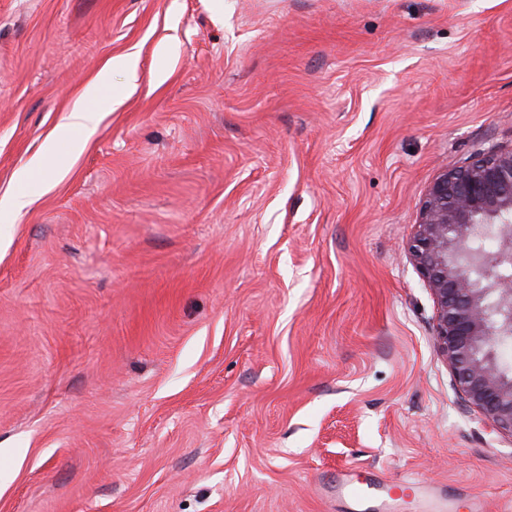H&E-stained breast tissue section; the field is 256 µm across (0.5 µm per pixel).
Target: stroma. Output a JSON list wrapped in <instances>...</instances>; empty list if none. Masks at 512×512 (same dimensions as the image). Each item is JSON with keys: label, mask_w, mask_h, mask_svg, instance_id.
Masks as SVG:
<instances>
[{"label": "stroma", "mask_w": 512, "mask_h": 512, "mask_svg": "<svg viewBox=\"0 0 512 512\" xmlns=\"http://www.w3.org/2000/svg\"><path fill=\"white\" fill-rule=\"evenodd\" d=\"M511 146L512 0H0V512H502L407 242ZM114 67L123 68L130 73H135L137 62L133 55L127 54L110 60L107 65L85 86L81 93V98L86 96H94L98 102L97 109H91L75 103L68 111L67 123L65 124L67 138V153L77 154L81 152L88 141L97 131L100 112L108 107L112 110V105L116 101L112 98L101 95L102 90L109 85ZM75 131L80 134L79 137L70 136V132Z\"/></svg>", "instance_id": "35a3bbf8"}]
</instances>
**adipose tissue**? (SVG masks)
Returning <instances> with one entry per match:
<instances>
[{"label": "adipose tissue", "instance_id": "obj_1", "mask_svg": "<svg viewBox=\"0 0 512 512\" xmlns=\"http://www.w3.org/2000/svg\"><path fill=\"white\" fill-rule=\"evenodd\" d=\"M122 68L127 71H135L137 62L133 55L127 54L110 60L107 67H104L84 88L83 93L87 96H95L98 102L97 108L91 109L81 104H74L67 116L65 125L69 133L67 139V151L71 154L83 150L88 139L94 135L100 120V111L112 107L111 98L102 94L103 89L109 85L113 68Z\"/></svg>", "mask_w": 512, "mask_h": 512}]
</instances>
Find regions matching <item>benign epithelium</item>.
<instances>
[{
	"label": "benign epithelium",
	"instance_id": "obj_1",
	"mask_svg": "<svg viewBox=\"0 0 512 512\" xmlns=\"http://www.w3.org/2000/svg\"><path fill=\"white\" fill-rule=\"evenodd\" d=\"M512 148L443 166L419 204L407 252L437 307L436 342L464 402L512 436V371L497 342L512 337ZM498 240L489 255L476 244Z\"/></svg>",
	"mask_w": 512,
	"mask_h": 512
}]
</instances>
